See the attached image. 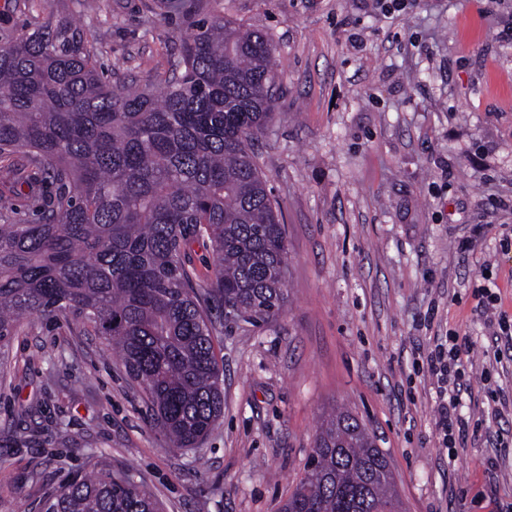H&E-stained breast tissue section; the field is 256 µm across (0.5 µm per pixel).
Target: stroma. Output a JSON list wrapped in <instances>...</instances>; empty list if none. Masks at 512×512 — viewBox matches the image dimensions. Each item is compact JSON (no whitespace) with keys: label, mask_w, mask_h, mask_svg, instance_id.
Returning <instances> with one entry per match:
<instances>
[{"label":"stroma","mask_w":512,"mask_h":512,"mask_svg":"<svg viewBox=\"0 0 512 512\" xmlns=\"http://www.w3.org/2000/svg\"><path fill=\"white\" fill-rule=\"evenodd\" d=\"M189 3L0 0V45L62 7L104 80L154 85ZM211 5L275 49L253 148L285 226L286 303L257 325L216 315L224 414L189 452L168 449L100 337L25 322L0 362V512H43L95 467L133 470L163 512H280L339 407L376 436L405 512H512V0ZM451 334L470 388L447 448L446 382L423 354Z\"/></svg>","instance_id":"35a3bbf8"}]
</instances>
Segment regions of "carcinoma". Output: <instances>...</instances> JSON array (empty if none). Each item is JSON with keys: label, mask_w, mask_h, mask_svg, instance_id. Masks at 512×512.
<instances>
[{"label": "carcinoma", "mask_w": 512, "mask_h": 512, "mask_svg": "<svg viewBox=\"0 0 512 512\" xmlns=\"http://www.w3.org/2000/svg\"><path fill=\"white\" fill-rule=\"evenodd\" d=\"M184 72L117 89L70 14L0 46V347L22 321L72 318L144 389L168 447H199L224 413L212 308L282 310L288 245L252 148L272 115L273 46L220 14L191 25ZM29 189L35 218L13 199ZM50 185L52 196L34 192ZM210 242L195 288L189 241ZM44 512H160L127 471L76 476ZM281 512H403L386 455L350 411L322 419Z\"/></svg>", "instance_id": "1"}]
</instances>
